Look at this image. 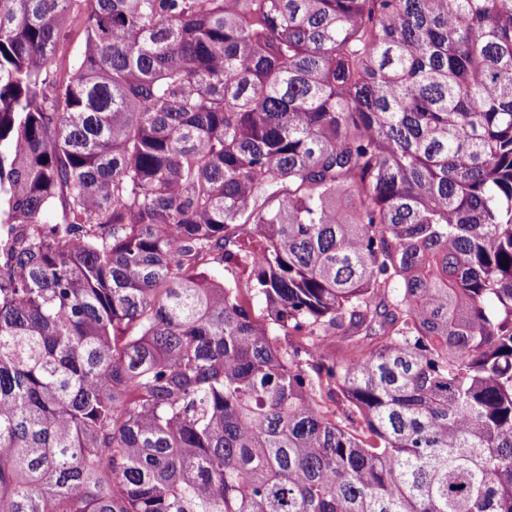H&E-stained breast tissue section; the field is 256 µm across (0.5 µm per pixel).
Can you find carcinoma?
Listing matches in <instances>:
<instances>
[{
    "instance_id": "1",
    "label": "carcinoma",
    "mask_w": 512,
    "mask_h": 512,
    "mask_svg": "<svg viewBox=\"0 0 512 512\" xmlns=\"http://www.w3.org/2000/svg\"><path fill=\"white\" fill-rule=\"evenodd\" d=\"M0 227V512H512V0H0Z\"/></svg>"
}]
</instances>
